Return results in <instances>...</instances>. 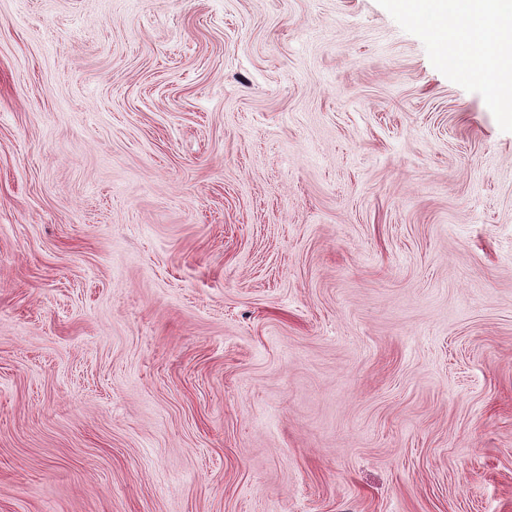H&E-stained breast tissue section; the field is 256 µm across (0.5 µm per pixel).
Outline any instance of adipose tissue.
Returning a JSON list of instances; mask_svg holds the SVG:
<instances>
[{
    "label": "adipose tissue",
    "instance_id": "1",
    "mask_svg": "<svg viewBox=\"0 0 512 512\" xmlns=\"http://www.w3.org/2000/svg\"><path fill=\"white\" fill-rule=\"evenodd\" d=\"M410 17L432 18L446 57L478 72L501 112L512 116V0H397Z\"/></svg>",
    "mask_w": 512,
    "mask_h": 512
}]
</instances>
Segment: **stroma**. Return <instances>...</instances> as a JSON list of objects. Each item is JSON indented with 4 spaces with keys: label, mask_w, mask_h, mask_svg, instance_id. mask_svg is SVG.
Listing matches in <instances>:
<instances>
[{
    "label": "stroma",
    "mask_w": 512,
    "mask_h": 512,
    "mask_svg": "<svg viewBox=\"0 0 512 512\" xmlns=\"http://www.w3.org/2000/svg\"><path fill=\"white\" fill-rule=\"evenodd\" d=\"M393 0H0V512H512V119Z\"/></svg>",
    "instance_id": "stroma-1"
}]
</instances>
